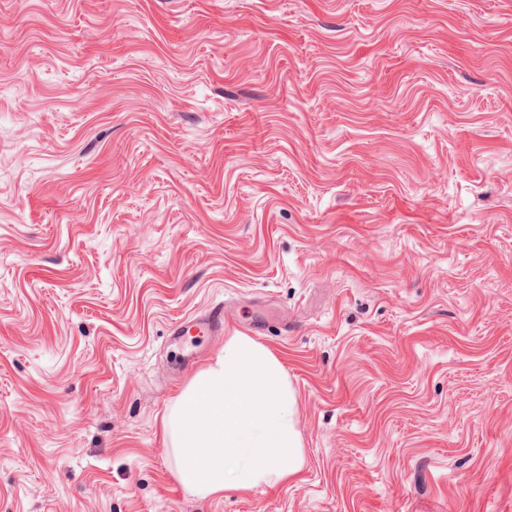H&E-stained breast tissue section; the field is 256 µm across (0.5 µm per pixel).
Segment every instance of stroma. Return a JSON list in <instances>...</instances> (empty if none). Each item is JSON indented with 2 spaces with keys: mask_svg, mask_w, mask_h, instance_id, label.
I'll use <instances>...</instances> for the list:
<instances>
[{
  "mask_svg": "<svg viewBox=\"0 0 512 512\" xmlns=\"http://www.w3.org/2000/svg\"><path fill=\"white\" fill-rule=\"evenodd\" d=\"M260 310L304 462L201 498ZM0 512H512V0H0ZM225 323L224 304H217L208 309L202 317L179 323L174 335L191 339L208 336L224 330Z\"/></svg>",
  "mask_w": 512,
  "mask_h": 512,
  "instance_id": "stroma-1",
  "label": "stroma"
}]
</instances>
